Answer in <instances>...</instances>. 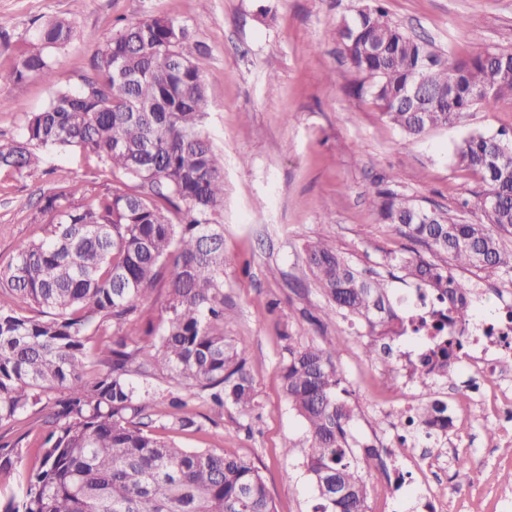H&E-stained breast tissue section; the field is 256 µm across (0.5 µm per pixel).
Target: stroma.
<instances>
[{
  "label": "stroma",
  "instance_id": "1",
  "mask_svg": "<svg viewBox=\"0 0 512 512\" xmlns=\"http://www.w3.org/2000/svg\"><path fill=\"white\" fill-rule=\"evenodd\" d=\"M377 0H0V69L53 19L70 23L72 36L54 49L55 82L29 77L0 86V143L19 139L26 115L41 111L53 88L77 89L91 69L98 44L123 24L166 16L185 24L192 45L207 52L206 129L224 155V334L248 346L246 367L256 407L215 411L189 397L198 428L183 432L156 422L158 436L180 447L228 451L251 459L276 512H311L313 490L302 466L305 428L290 409L279 366L292 347L331 337L349 402L357 408L352 432L359 445L388 448L385 472L363 469L366 512H426L439 501L445 512H503L512 497V440L490 442L497 428L488 404L464 401L472 372L455 367L453 384L424 387L406 378L402 357L420 345L403 336L389 363L363 354L362 328L326 318L328 303L306 267L305 247L324 238L363 270L388 274L401 253L428 257L391 224L381 223L372 201L393 192L427 210L464 207L467 221L482 218L475 200L479 174L459 168L453 152L469 133L512 134V99L476 105L453 127L433 128L414 140L382 118L370 96L352 97L363 75L342 58L336 29ZM388 19L435 53L465 56L512 51V0H378ZM37 165L23 175L0 172V264L31 239L47 196L73 182L116 187L110 173L77 150L37 149ZM482 283L479 316L492 318L497 296L512 292V270L458 271ZM434 398L447 399L461 420L449 447L422 458L392 435L401 413ZM294 442L285 452L284 442Z\"/></svg>",
  "mask_w": 512,
  "mask_h": 512
}]
</instances>
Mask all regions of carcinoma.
<instances>
[{
    "label": "carcinoma",
    "instance_id": "carcinoma-1",
    "mask_svg": "<svg viewBox=\"0 0 512 512\" xmlns=\"http://www.w3.org/2000/svg\"><path fill=\"white\" fill-rule=\"evenodd\" d=\"M72 28L63 19L42 25L0 85L31 76L53 81L52 49ZM342 52L371 79L367 93L410 140L436 126H453L475 105L512 98V52L483 51L444 58L367 7L338 27ZM188 27L155 16L129 23L97 46L91 74L78 90L58 88L48 105L27 115L22 139L0 144V171L21 175L36 163L35 148H78L128 181L125 188L89 192L76 182L46 197L52 214L39 234L0 265V427L25 424L15 441H0V471L24 465L22 441L38 448L39 465L0 512H275L255 464L209 450H188L156 436L166 419L180 430L196 425L180 399L153 419L157 393L134 384L168 376L219 410L249 411L252 380L247 347L224 335V160L205 130V51L190 45ZM423 78L425 96L405 99ZM455 161L480 174L484 222L435 213L419 224L416 206L381 193L379 219L425 245L441 266L419 256L395 266L425 287L448 314L433 325L412 377L452 379L455 350L470 325L472 285L455 269L493 272L512 265L503 239L512 237V140L471 133ZM313 282L330 308L326 316L358 321L363 353L386 364L391 342L408 331L388 283L369 278L327 241L306 248ZM166 291L159 325L147 322L145 341L132 346L122 328L153 290ZM319 342L288 350L279 375L289 406L308 436L305 467L314 487L313 512H366V484L350 427L356 407L343 394L333 355ZM437 404L417 422L433 426Z\"/></svg>",
    "mask_w": 512,
    "mask_h": 512
}]
</instances>
